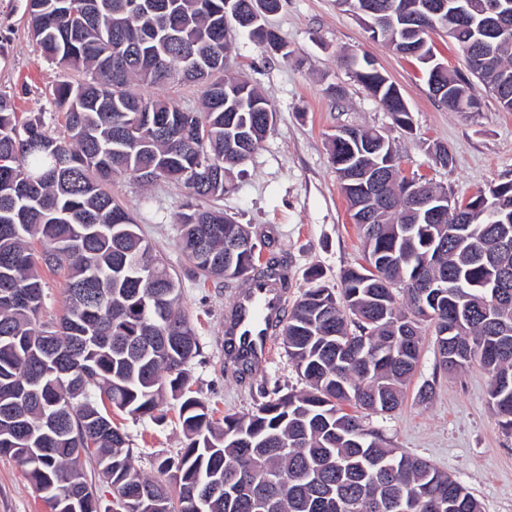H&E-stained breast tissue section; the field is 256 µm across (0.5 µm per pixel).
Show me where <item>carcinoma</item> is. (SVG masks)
Returning a JSON list of instances; mask_svg holds the SVG:
<instances>
[{
  "instance_id": "cac0c4a2",
  "label": "carcinoma",
  "mask_w": 512,
  "mask_h": 512,
  "mask_svg": "<svg viewBox=\"0 0 512 512\" xmlns=\"http://www.w3.org/2000/svg\"><path fill=\"white\" fill-rule=\"evenodd\" d=\"M368 1L380 11L377 36L425 64L431 48L408 29L403 0ZM28 0V28L62 80L51 106L62 131L41 116L17 119L0 94V456H10L50 512H99L84 461L96 459L101 483L124 499L113 512H368V499L411 497L416 512L434 499L443 512H481L463 485L427 460L388 447L354 405L375 413L398 407L418 362L425 322L434 324L439 368L478 364L490 375L488 395L499 425L512 437V179L476 192L463 210L452 200L433 224L405 192L392 142L364 147L376 130L351 125L329 141L340 190L354 210L367 265L341 273V298L311 276L312 286L274 324L288 358L308 384L300 393L275 389L248 416L213 420L187 388L189 364L201 353L180 307L181 283L153 252L131 212L112 193L130 176L182 186L180 251L201 283L269 281L288 290V263L265 242L225 221L201 201L224 196V140L246 136L257 150L267 134L269 101L254 87L224 104V54L232 33L247 30L275 55L283 39L261 22L224 21V0ZM446 13L468 14L452 37L469 44L484 66L466 74L428 71L446 87L450 112H476V78L512 111V17L484 15L483 0H445ZM242 14L276 12L281 0H238ZM156 31L153 42L142 35ZM357 79L405 131L412 119L398 89L369 61ZM202 86L201 108L172 98L143 97L133 83ZM150 112L169 127L141 129ZM502 201L495 224L485 206ZM240 242L236 251L227 245ZM64 273L65 313L39 323L42 272ZM405 299L396 305L394 289ZM239 309L226 318L224 354L234 372L252 365L235 342ZM451 333L444 334V331ZM188 443L158 462L175 484L145 476L112 411L164 418L168 399Z\"/></svg>"
}]
</instances>
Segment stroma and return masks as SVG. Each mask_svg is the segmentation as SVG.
Instances as JSON below:
<instances>
[{"instance_id": "stroma-1", "label": "stroma", "mask_w": 512, "mask_h": 512, "mask_svg": "<svg viewBox=\"0 0 512 512\" xmlns=\"http://www.w3.org/2000/svg\"><path fill=\"white\" fill-rule=\"evenodd\" d=\"M27 0H0V93L10 96L20 117L43 114L49 131L60 123L50 94L61 79L32 40ZM267 24L288 45V58L263 52L257 40L236 34L228 67L259 88L273 107L271 127L260 148L235 169L220 202L225 213L264 236L270 250L286 255L289 303L310 286L311 271L338 286L341 271L364 263V246L340 192L328 142L344 124L379 130L393 143L405 175L425 176L456 199H466L491 182L512 179V112L503 111L480 82L471 92L475 112H451L431 94L422 64L397 54L353 12L336 0H282ZM370 57L399 89L414 122L413 132L395 126L390 115L356 81L344 59ZM340 87L342 98L332 96ZM445 146L451 166H436L434 145ZM135 216L157 254L181 277V307L203 349L189 365V388L216 417L247 414L264 391L304 389L295 366L274 337L262 370L238 377L224 368L225 318L243 286L236 281L200 285L178 247L182 187L167 181L144 186L130 177L112 186ZM433 326H426L415 372L399 407L364 413V424L391 447L422 457L464 485L482 512H512V437L503 434L489 403V374L480 366L455 372L438 367ZM432 383L422 401L418 391ZM113 421L127 433L136 464L157 477L158 461L176 456L186 443L176 401L162 421L117 412ZM0 512H49L13 459L0 457Z\"/></svg>"}]
</instances>
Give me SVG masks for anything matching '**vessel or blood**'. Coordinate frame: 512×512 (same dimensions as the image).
I'll list each match as a JSON object with an SVG mask.
<instances>
[{
	"mask_svg": "<svg viewBox=\"0 0 512 512\" xmlns=\"http://www.w3.org/2000/svg\"><path fill=\"white\" fill-rule=\"evenodd\" d=\"M239 305L243 317L236 333L240 336L249 335L255 352L253 364L259 370L270 357L272 325L282 314L284 298L278 289L257 284L240 296Z\"/></svg>",
	"mask_w": 512,
	"mask_h": 512,
	"instance_id": "b4317fda",
	"label": "vessel or blood"
}]
</instances>
